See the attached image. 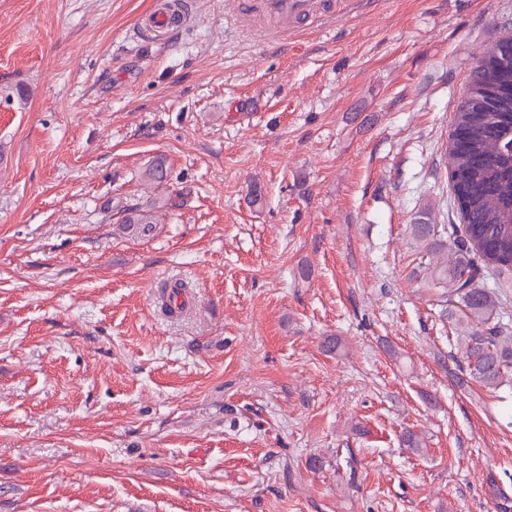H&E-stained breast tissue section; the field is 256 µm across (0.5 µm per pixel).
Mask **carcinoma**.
Listing matches in <instances>:
<instances>
[{
	"label": "carcinoma",
	"instance_id": "cac0c4a2",
	"mask_svg": "<svg viewBox=\"0 0 512 512\" xmlns=\"http://www.w3.org/2000/svg\"><path fill=\"white\" fill-rule=\"evenodd\" d=\"M512 32H503L478 58L465 94L453 116L447 141V180L454 207L463 222L461 232H448L431 211L410 225L413 238L425 249L428 285L436 290L457 332V359L462 377L490 390L512 386V316L497 287L485 286L490 276L512 275ZM166 159L157 157L144 169L150 186L169 181ZM181 195L122 207L120 223L140 224L152 232L159 218L180 206ZM402 444L417 453L427 448L417 432L406 431Z\"/></svg>",
	"mask_w": 512,
	"mask_h": 512
}]
</instances>
